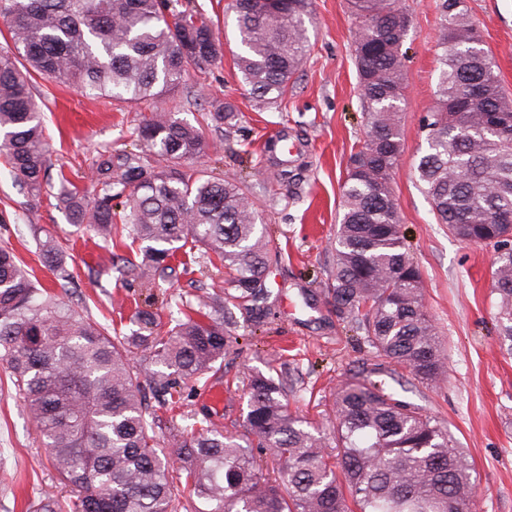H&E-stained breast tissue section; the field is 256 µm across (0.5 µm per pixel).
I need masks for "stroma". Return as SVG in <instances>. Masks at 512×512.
<instances>
[{"mask_svg":"<svg viewBox=\"0 0 512 512\" xmlns=\"http://www.w3.org/2000/svg\"><path fill=\"white\" fill-rule=\"evenodd\" d=\"M229 0H189L218 34L224 55L203 68H190L188 89L138 104L92 100L74 86L34 78V94L45 114L49 183L37 197L15 185L0 160V246L13 249L43 287H57L38 256L37 240L52 234L62 245L73 308L107 324L117 334L136 330L137 309L152 311L160 331L170 329L174 296L198 301L224 286L227 273L201 252L177 254L170 277L146 280L121 276L118 256L136 249L113 248L70 224L56 196L60 176L81 190L94 189L96 161L103 151L134 150L136 128L156 111L176 112L202 125L208 149L186 174L205 168L218 178H243L260 219L282 255L267 272L271 292L263 316L230 305L232 338L221 369L207 387L181 383L175 406H157L163 418L157 436L175 452L181 428L206 418L239 434L247 412L244 393L251 370H272L288 388V408L309 421L330 424V405L339 386L366 375L380 359L362 336L337 314L329 287L341 184L352 152L362 145V109L353 46L356 19L350 0H313L308 23L311 52L277 104L257 103L235 65L239 48ZM411 24L401 51L406 72L402 104L403 153L391 178L401 229L425 283L423 303L445 345L446 372L423 384L408 370L389 365L394 393L444 421L474 467L473 499L478 512H512V356L494 328L491 249L455 238L438 223L413 175L427 148V116L436 104L439 41L438 0H400ZM494 57L501 86L512 96V0H462ZM231 106L232 124L215 121V110ZM287 138L299 154L280 180ZM222 388L224 405L213 408L208 389ZM67 495L46 458L35 424L20 401L6 362L0 360V512H33L41 492Z\"/></svg>","mask_w":512,"mask_h":512,"instance_id":"35a3bbf8","label":"stroma"}]
</instances>
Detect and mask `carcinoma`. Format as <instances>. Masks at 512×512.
<instances>
[{"instance_id":"obj_1","label":"carcinoma","mask_w":512,"mask_h":512,"mask_svg":"<svg viewBox=\"0 0 512 512\" xmlns=\"http://www.w3.org/2000/svg\"><path fill=\"white\" fill-rule=\"evenodd\" d=\"M177 6L179 0H0V23L13 45L0 51V156L28 193L40 194L48 168L33 75L131 104L173 94L186 85L189 66L222 57L212 28ZM352 8L367 131L341 185L331 297L376 354L430 384L445 362L390 181L403 150L401 47L410 21L396 0H352ZM439 8L437 105L415 175L439 223L496 252V327L512 355V139L503 140L487 119H512V98L461 0H440ZM232 9L242 81L260 101L282 99L310 51L311 0H287L272 12L233 0ZM474 86L482 95L471 102ZM136 136L147 152L100 155L92 196L60 174L59 207L106 242L123 237L118 223L131 225L142 259L119 268L122 275L162 276L188 246L215 256L232 278L208 302H181L183 317L163 336L144 310L137 319L148 333L112 336L0 247V349L72 493L64 503L41 493L35 512H180L182 500L193 498L201 503L195 512H467L473 467L447 425L369 376L347 380L333 397L334 456L288 410L283 381L257 371L247 384L244 437L199 424L176 441L179 466L170 465L144 387L165 398L176 380L199 382L217 370L231 343L224 300L263 312L276 251L240 182L182 171L206 149L201 129L163 111ZM120 198L126 211L118 217L112 202ZM39 256L59 278H72L52 236L40 241ZM141 346L159 369L134 370L129 353ZM254 448L273 451L277 477L263 474Z\"/></svg>"}]
</instances>
